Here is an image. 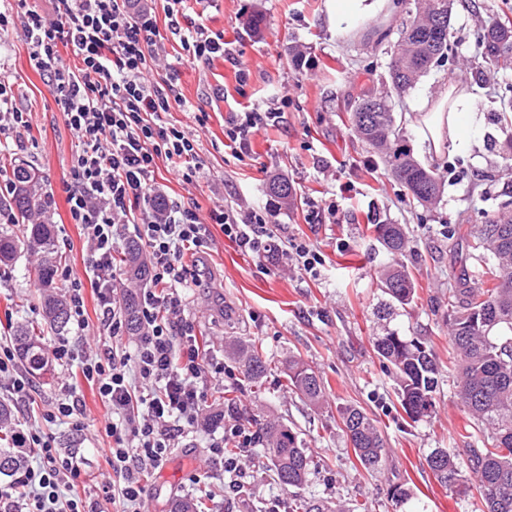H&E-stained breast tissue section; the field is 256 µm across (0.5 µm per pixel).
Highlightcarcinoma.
I'll use <instances>...</instances> for the list:
<instances>
[{
  "instance_id": "cac0c4a2",
  "label": "carcinoma",
  "mask_w": 512,
  "mask_h": 512,
  "mask_svg": "<svg viewBox=\"0 0 512 512\" xmlns=\"http://www.w3.org/2000/svg\"><path fill=\"white\" fill-rule=\"evenodd\" d=\"M433 0H415V16L403 28L392 59L387 89L369 87L354 100L349 113L351 126L370 149L381 155L392 168L405 158L402 170L391 178L412 200L431 204L440 196L441 183L433 171L417 162L403 143L390 112H363L368 99L391 102V94L401 95L411 89L429 70L445 57L450 36H434ZM497 14L482 36L485 57L491 61L512 62V56L500 52L498 43L512 32V4ZM505 113L502 152H512V101L503 105ZM14 191L5 207L25 222L26 237L0 232V263L15 262L26 249L37 247L41 253L38 266L46 323L57 333L66 331L68 308L62 295L51 292L55 276V244L53 225L38 220L48 209L42 195L41 178L31 166L21 164L13 169ZM267 194L287 207L294 203L292 184L276 175L266 183ZM378 242L391 256L392 264L381 273V291L385 297L377 315L385 319L396 309H406L415 298L416 288L405 269L407 237L400 224H376ZM473 256L479 274L491 283L487 288H456L448 292L450 339L458 357L457 396L478 424L484 427L478 445L470 449V471L466 483L475 487L483 504V512H512V216H502L477 224L470 234ZM122 262L126 266L128 285L122 289V305L126 328L139 333V289L150 275L147 256L141 243L125 242ZM19 356L28 369L42 375L47 371L40 336L26 327L14 331ZM375 351L384 363L392 365L397 376V394L408 417L419 422L435 415L438 387V364L433 349L422 336H406L387 330L375 337ZM224 351L238 364L244 379L259 388L269 370L262 347L256 340L236 337L224 344ZM288 387L313 407L328 403L326 386L319 373L301 359L290 355L281 361ZM231 411L254 428L259 443L266 449L274 479L283 487L299 489L307 481L311 458L302 438L292 424L280 417H259L247 409L231 406ZM341 430L360 465L371 474L381 473L387 463V441L369 415L357 406L339 408ZM24 449L12 445L0 447V476L10 477L20 470ZM427 467L445 485L457 481L458 469L450 448H435L425 458ZM292 512H330L326 503L295 494Z\"/></svg>"
}]
</instances>
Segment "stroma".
Here are the masks:
<instances>
[{
    "label": "stroma",
    "instance_id": "obj_1",
    "mask_svg": "<svg viewBox=\"0 0 512 512\" xmlns=\"http://www.w3.org/2000/svg\"><path fill=\"white\" fill-rule=\"evenodd\" d=\"M500 0H454L447 57L404 95L393 97L401 116L400 134L414 157L428 164L442 183L438 201L420 205L374 164L369 149L352 132L351 105L361 87L388 79V64L401 23L407 17L402 0L339 37L330 29L326 0H201L194 12L212 32L223 34L238 50L237 63L217 58L209 63L174 62L172 69L150 73L153 81L175 73L178 87L194 109L173 108L170 123L184 127L197 140L202 168L193 182L165 159H158L156 182L172 195L197 201L202 212L213 207H248L269 203L265 182L279 174L291 182L296 203L277 210L279 237L309 239L324 262L318 277L295 264L257 258L210 225L205 247L185 260L200 284L191 288L187 313L195 332L216 354H223L228 336L259 339L270 362L260 397H253L242 375L215 384L214 405L228 402L257 407L265 414L293 420L303 430L312 455L311 472L301 490L344 512H409L392 502L393 485L408 489L422 512H480L476 491L441 485L425 463L435 448L454 449L461 475H468V449L474 420L460 403L454 371L448 363L454 350L448 335V291L482 280L468 252L470 227L505 211L512 212V174L501 154L504 140L500 115L512 100V67L487 61L479 33L496 13ZM262 18L260 33L246 26L248 17ZM305 46L302 66L292 64L291 49ZM246 84H238L237 69ZM457 74L474 95L483 128L472 150L448 152L429 160L406 122L422 96L435 95ZM14 85L18 108L31 115L30 129L0 150V186L8 184L13 165L24 162L42 177L51 196V222L62 267L86 283L89 320L87 341L99 348L97 289L90 275L83 230L74 224L63 191L75 138L58 111L45 73L30 60L21 29L0 43V78ZM254 106L279 118L251 138V152L239 157L224 147V122L232 111ZM335 205L338 223L310 221L312 207ZM375 224H400L407 232L404 263L414 278L417 304L411 314L379 319L377 276L389 257L371 230ZM39 256L25 253L9 269L0 268V336L18 325L42 329L44 343L55 339L45 327L36 268ZM428 339L439 362L436 415L412 422L395 393L396 375L377 356L373 339L385 328ZM300 356L323 377L328 407L306 406L288 387L278 362ZM90 427L77 434L58 431L61 447L84 454L92 473H109L110 440L95 439L110 410L95 387L79 384ZM364 409L388 439L390 456L383 474L369 475L356 460L340 428L339 407ZM250 449L242 463L247 471L243 492L230 496L220 468L209 460L205 437H186L160 471L146 475L147 496L141 512H170L180 497L200 501V512H287L292 494L268 476ZM201 475L191 483V474Z\"/></svg>",
    "mask_w": 512,
    "mask_h": 512
}]
</instances>
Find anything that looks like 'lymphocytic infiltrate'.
<instances>
[{"mask_svg": "<svg viewBox=\"0 0 512 512\" xmlns=\"http://www.w3.org/2000/svg\"><path fill=\"white\" fill-rule=\"evenodd\" d=\"M49 2L46 12L33 0H9L0 9V37L13 22H21L30 59L48 75L54 100L76 139L64 191L73 223L84 230L89 269L100 285L99 330L113 344L100 351L88 348L83 285L64 270L60 276L70 283L66 303L74 335L55 341L51 353L59 365L78 366L110 408L111 417L97 434L112 441V474L98 484L101 499L74 494L88 477L87 462L61 448L54 428L66 424L80 433L87 424L76 388L65 387L40 415L26 418L22 444L35 449V460L14 485L0 489V512H102L105 501L115 504V512H140L142 473L160 469L184 437L198 432L211 382L224 375L223 361L201 349L186 314L184 295L195 280L182 261L185 252L203 247L210 225L217 224L245 251L293 261L310 275L317 273L322 255L307 240L277 238L271 206L241 214L216 208L204 214L195 203L156 190L158 158L169 161L187 182L201 169L195 140L163 119L173 106L187 107V100L174 83L147 77L152 64L167 56L166 39H173L190 61L234 58L223 35L201 23H186L189 0H165L164 35L141 0ZM64 47L78 66L63 62ZM274 118V113L255 109L234 117L225 130L230 148L248 154L251 136ZM125 224L133 225L151 265V285L140 300L142 332L131 353L121 344L124 311L107 287L116 276L112 251ZM2 380L17 410L35 403L38 390L29 372L11 346L0 343ZM229 440L244 452L255 447L256 436L234 422L207 442L211 459L220 463L230 477V490L237 493L244 474L238 455L225 453Z\"/></svg>", "mask_w": 512, "mask_h": 512, "instance_id": "obj_1", "label": "lymphocytic infiltrate"}]
</instances>
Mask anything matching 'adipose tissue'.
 I'll return each mask as SVG.
<instances>
[{
  "mask_svg": "<svg viewBox=\"0 0 512 512\" xmlns=\"http://www.w3.org/2000/svg\"><path fill=\"white\" fill-rule=\"evenodd\" d=\"M389 0H327L330 23L337 35L354 31L365 19L383 13ZM410 123L429 155L439 157L447 150L468 151L465 132L478 125V108L473 95L458 85L424 98Z\"/></svg>",
  "mask_w": 512,
  "mask_h": 512,
  "instance_id": "1",
  "label": "adipose tissue"
}]
</instances>
